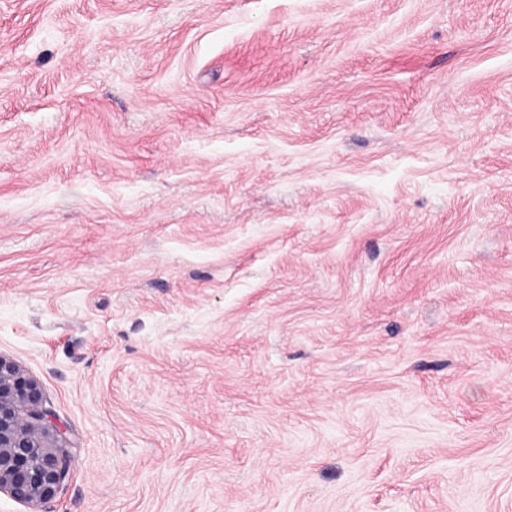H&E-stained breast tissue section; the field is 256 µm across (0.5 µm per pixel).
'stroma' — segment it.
Listing matches in <instances>:
<instances>
[{
  "instance_id": "obj_1",
  "label": "stroma",
  "mask_w": 512,
  "mask_h": 512,
  "mask_svg": "<svg viewBox=\"0 0 512 512\" xmlns=\"http://www.w3.org/2000/svg\"><path fill=\"white\" fill-rule=\"evenodd\" d=\"M0 355L43 512H512V0H0ZM42 403L39 383L0 355V494L40 512L69 471L66 437Z\"/></svg>"
}]
</instances>
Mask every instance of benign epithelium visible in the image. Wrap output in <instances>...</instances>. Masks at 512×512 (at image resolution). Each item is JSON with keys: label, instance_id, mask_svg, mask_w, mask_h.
<instances>
[{"label": "benign epithelium", "instance_id": "benign-epithelium-1", "mask_svg": "<svg viewBox=\"0 0 512 512\" xmlns=\"http://www.w3.org/2000/svg\"><path fill=\"white\" fill-rule=\"evenodd\" d=\"M66 437L51 421L36 379L0 355V494L40 512L69 471Z\"/></svg>", "mask_w": 512, "mask_h": 512}]
</instances>
